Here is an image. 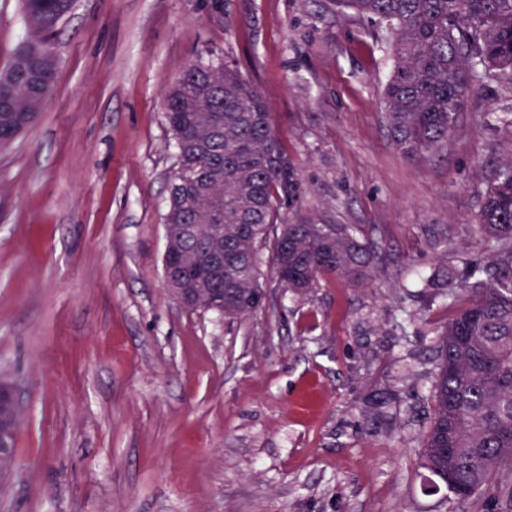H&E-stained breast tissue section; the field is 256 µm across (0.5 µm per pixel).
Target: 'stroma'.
<instances>
[{"instance_id":"35a3bbf8","label":"stroma","mask_w":512,"mask_h":512,"mask_svg":"<svg viewBox=\"0 0 512 512\" xmlns=\"http://www.w3.org/2000/svg\"><path fill=\"white\" fill-rule=\"evenodd\" d=\"M24 36L20 0H0V70ZM53 44L49 102L0 151V374L22 414L0 512H438L418 450L451 312L400 306L426 301L415 273L487 251L476 216L512 158V87L474 89L415 161L382 119L383 32L330 0H74ZM208 49L269 101L302 185L287 218L358 227L368 284L326 275L299 299L265 250L248 320L171 299L164 97Z\"/></svg>"}]
</instances>
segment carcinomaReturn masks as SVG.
<instances>
[{
  "instance_id": "obj_1",
  "label": "carcinoma",
  "mask_w": 512,
  "mask_h": 512,
  "mask_svg": "<svg viewBox=\"0 0 512 512\" xmlns=\"http://www.w3.org/2000/svg\"><path fill=\"white\" fill-rule=\"evenodd\" d=\"M389 33L393 71L383 117L410 159L441 151L479 69L512 85V0H333ZM73 0H22L26 37L0 71V148L43 112L56 74L51 37ZM177 150L168 185L163 266L197 289L189 309L243 319L266 302L260 252L271 251L282 287L306 294L330 273L353 286L371 275L372 244L349 224L308 216L287 224L298 174L262 90L212 51L187 64L164 101ZM212 210L224 213V275L204 277ZM488 253H464L422 276L428 307L467 303L435 337L438 371L419 468L444 512H512V159L502 163L477 215Z\"/></svg>"
}]
</instances>
